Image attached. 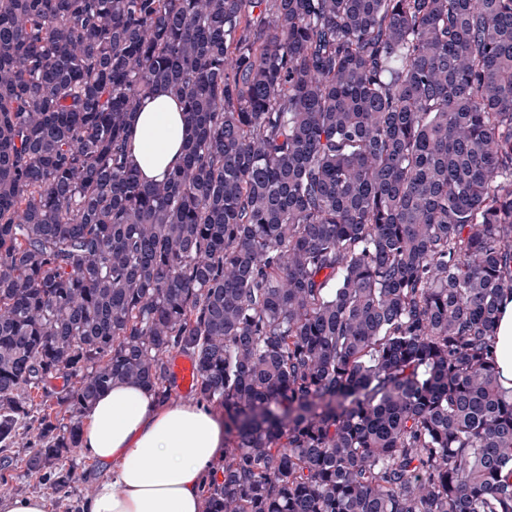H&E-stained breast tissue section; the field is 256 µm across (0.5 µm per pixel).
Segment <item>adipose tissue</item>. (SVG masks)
Here are the masks:
<instances>
[{"instance_id":"1","label":"adipose tissue","mask_w":512,"mask_h":512,"mask_svg":"<svg viewBox=\"0 0 512 512\" xmlns=\"http://www.w3.org/2000/svg\"><path fill=\"white\" fill-rule=\"evenodd\" d=\"M188 134L177 98L157 90L130 120L134 167L145 180H163L181 164ZM495 329L499 379L512 387L511 298ZM81 442L112 472L83 512H200L203 479L224 452V428L207 409L161 405L147 388L119 382L85 413Z\"/></svg>"}]
</instances>
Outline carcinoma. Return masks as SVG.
I'll use <instances>...</instances> for the list:
<instances>
[{"label": "carcinoma", "mask_w": 512, "mask_h": 512, "mask_svg": "<svg viewBox=\"0 0 512 512\" xmlns=\"http://www.w3.org/2000/svg\"><path fill=\"white\" fill-rule=\"evenodd\" d=\"M160 87L190 137L145 183ZM508 296L512 0H0V443L37 422L52 491L180 353L205 512H512ZM187 126L177 98L158 89L146 99L130 120L131 160L147 181H161L182 162L188 138ZM496 365L500 382L512 387V299H504L500 306V317L496 322ZM174 369L177 380L175 392L181 395L190 393L195 383V367L193 361L188 358H183L175 363Z\"/></svg>", "instance_id": "cac0c4a2"}]
</instances>
